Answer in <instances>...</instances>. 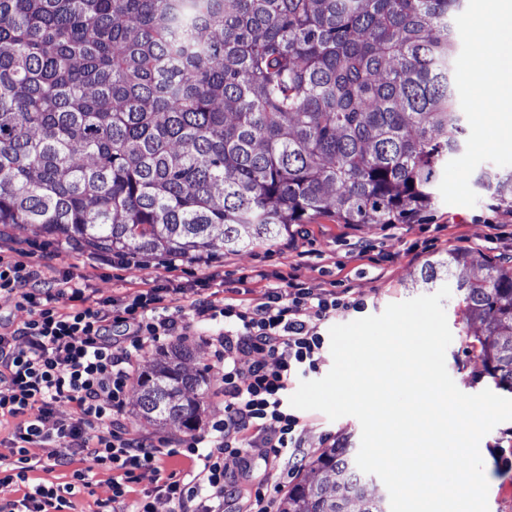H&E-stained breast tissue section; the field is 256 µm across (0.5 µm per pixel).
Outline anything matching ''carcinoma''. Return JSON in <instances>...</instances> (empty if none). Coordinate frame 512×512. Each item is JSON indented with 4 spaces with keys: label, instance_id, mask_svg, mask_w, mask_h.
<instances>
[{
    "label": "carcinoma",
    "instance_id": "1",
    "mask_svg": "<svg viewBox=\"0 0 512 512\" xmlns=\"http://www.w3.org/2000/svg\"><path fill=\"white\" fill-rule=\"evenodd\" d=\"M466 0H0V224L102 252L200 258L331 214L411 224L468 147L452 58ZM474 185L512 212V168ZM480 265L484 274L467 271ZM447 274L471 351L512 389V266L465 249ZM172 347L139 414L199 423L206 370ZM278 512H387L343 440Z\"/></svg>",
    "mask_w": 512,
    "mask_h": 512
}]
</instances>
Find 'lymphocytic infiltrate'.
Instances as JSON below:
<instances>
[{"instance_id":"lymphocytic-infiltrate-1","label":"lymphocytic infiltrate","mask_w":512,"mask_h":512,"mask_svg":"<svg viewBox=\"0 0 512 512\" xmlns=\"http://www.w3.org/2000/svg\"><path fill=\"white\" fill-rule=\"evenodd\" d=\"M2 291L14 295L29 318L13 329L0 325V421L16 422V461L0 469V487L27 483V448L38 443L64 448L57 465L83 455L93 466L117 473L116 503L124 502L138 471L156 472L162 457L190 460L184 476H158L131 512H154L159 498L176 502L180 512H221L216 502L229 486L224 459L241 456L248 437L296 457L305 442L299 418L288 407V385L317 371L326 347L321 324L362 307L361 300L332 290L315 293L293 282L241 305L195 298L197 322L226 325L211 340L224 384V418L209 436L193 433L173 445L130 434L123 420L136 357L186 333V324L167 312L171 288L101 299L74 277L49 282L39 267L0 256ZM246 352L256 353L257 361L241 365ZM64 404L74 406V415H60ZM88 484L86 470L77 469L66 484L30 485L21 498L0 499V512H64L71 496Z\"/></svg>"}]
</instances>
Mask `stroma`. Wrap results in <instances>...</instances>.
Segmentation results:
<instances>
[{
	"mask_svg": "<svg viewBox=\"0 0 512 512\" xmlns=\"http://www.w3.org/2000/svg\"><path fill=\"white\" fill-rule=\"evenodd\" d=\"M476 0H467L458 24L459 49L454 60L457 94L467 110V152L449 162L436 187V204L418 222L412 224L340 223L336 217L316 215L296 226L288 236L238 252L217 255L209 261H171L157 253L138 256L137 270L128 271L113 263L107 253H98L75 245L38 236L25 224H0V254L12 257L17 251L27 253L29 263L41 266L46 277L85 276L86 285L96 296L121 299L139 289L164 283L173 277L183 286L174 295L170 307L180 311L188 322L182 342L193 356L184 367L187 372L206 369L209 386L199 409L198 434H205L212 424L224 417V386L214 367L212 335L221 324L193 322L190 303L195 293L213 296L219 303H247L267 288L279 286L282 277L294 276L297 283L312 291L335 289L338 295L363 299L365 315L381 314L387 305L427 294L421 280L425 263L446 257L449 250L465 248L501 263L512 262V214L484 202L472 184V176L487 166L512 167V152H501L483 145L479 139L483 126L475 107V90L470 74L474 35L470 18ZM501 224L505 232L491 236L489 227ZM219 271V280L206 276ZM443 306L453 335L446 355L448 372L464 393L485 389L507 396L486 374L480 358L466 349L462 333L464 315L455 298ZM139 389L130 386L126 397L124 421L130 431L152 439L172 443L185 433L173 422L158 423L142 418L138 412ZM302 435L306 446L318 451L331 440L348 438L352 448H359L361 426L352 416L330 420L319 411H300ZM480 454L489 482V512H512V421L495 426L480 441ZM59 447L54 443L31 445L28 455L33 464L27 485L0 490V496H22L26 486L39 483H65L72 469L88 467L87 461H75L73 468H52ZM224 468L237 483L224 498V512H247L256 493L281 499L288 488L309 470L287 462L257 438L245 444L241 457L228 456Z\"/></svg>",
	"mask_w": 512,
	"mask_h": 512,
	"instance_id": "1",
	"label": "stroma"
}]
</instances>
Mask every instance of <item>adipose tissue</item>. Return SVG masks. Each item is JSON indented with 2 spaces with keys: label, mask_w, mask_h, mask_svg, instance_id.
Returning <instances> with one entry per match:
<instances>
[{
  "label": "adipose tissue",
  "mask_w": 512,
  "mask_h": 512,
  "mask_svg": "<svg viewBox=\"0 0 512 512\" xmlns=\"http://www.w3.org/2000/svg\"><path fill=\"white\" fill-rule=\"evenodd\" d=\"M479 60L472 73L477 105L490 120L488 146L512 150V0H486L473 19Z\"/></svg>",
  "instance_id": "1"
}]
</instances>
